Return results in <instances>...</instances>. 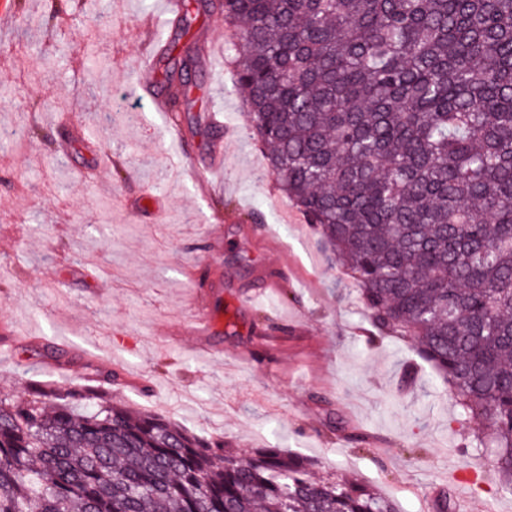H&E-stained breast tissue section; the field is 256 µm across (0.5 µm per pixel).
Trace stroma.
Returning <instances> with one entry per match:
<instances>
[{
  "label": "stroma",
  "instance_id": "35a3bbf8",
  "mask_svg": "<svg viewBox=\"0 0 512 512\" xmlns=\"http://www.w3.org/2000/svg\"><path fill=\"white\" fill-rule=\"evenodd\" d=\"M168 19L166 0H0V389L114 371L113 396L135 408L352 476L400 512H434L444 492L458 512H512L444 380L411 342L369 338L316 227L281 222L289 201L234 90L242 53L221 12L181 38ZM174 37L207 50L201 98L175 123L151 105ZM218 142L204 192L183 160L206 168ZM283 268L288 288L237 306ZM204 293L213 335L166 337Z\"/></svg>",
  "mask_w": 512,
  "mask_h": 512
}]
</instances>
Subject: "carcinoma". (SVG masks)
I'll return each mask as SVG.
<instances>
[{
  "label": "carcinoma",
  "instance_id": "cac0c4a2",
  "mask_svg": "<svg viewBox=\"0 0 512 512\" xmlns=\"http://www.w3.org/2000/svg\"><path fill=\"white\" fill-rule=\"evenodd\" d=\"M269 174L381 332L448 383L512 494V0H222ZM167 70L174 103L197 85ZM0 512H399L112 393L0 392Z\"/></svg>",
  "mask_w": 512,
  "mask_h": 512
}]
</instances>
